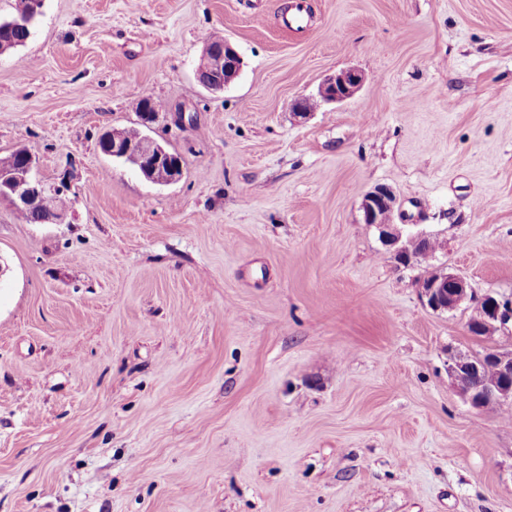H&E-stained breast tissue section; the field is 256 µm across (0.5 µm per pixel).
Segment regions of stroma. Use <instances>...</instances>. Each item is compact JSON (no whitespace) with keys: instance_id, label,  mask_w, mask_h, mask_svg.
Listing matches in <instances>:
<instances>
[{"instance_id":"stroma-1","label":"stroma","mask_w":512,"mask_h":512,"mask_svg":"<svg viewBox=\"0 0 512 512\" xmlns=\"http://www.w3.org/2000/svg\"><path fill=\"white\" fill-rule=\"evenodd\" d=\"M209 35L244 61L220 93ZM342 69L352 98L293 111ZM147 95L165 186L98 146ZM20 146L73 206L0 200V512H512V416L448 377L512 322L418 290L512 301V0H44L0 55ZM378 185L432 257L363 223ZM423 303L433 311H453L462 304H474L467 332L472 336L493 337L497 331L512 322V303L493 293L478 296L470 282L463 276L445 271H435L425 277L419 285ZM481 313V314H480Z\"/></svg>"}]
</instances>
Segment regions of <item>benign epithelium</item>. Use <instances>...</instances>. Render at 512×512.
<instances>
[{"label":"benign epithelium","instance_id":"7a95c632","mask_svg":"<svg viewBox=\"0 0 512 512\" xmlns=\"http://www.w3.org/2000/svg\"><path fill=\"white\" fill-rule=\"evenodd\" d=\"M242 67L241 57L226 42L222 45L206 43L197 75L204 77V86L212 92H222ZM363 84V76L354 69H344L329 76L321 84L317 98L322 103L343 102L353 97ZM99 146L115 160L136 167L150 182L169 185L183 174L179 156L168 152L164 146L147 135L137 140H126L120 132L109 130L99 138ZM69 190L66 181L48 185L37 173L33 155H28L19 165L0 161V197L8 199L18 211L36 209L51 223H61L66 215L54 208V198ZM396 195L388 186H377L367 192L362 200L363 223L374 225L384 246L394 251L403 264L416 261L409 245L427 239L424 233H411L405 224H396L393 213ZM423 303L434 311H453L468 303L481 310V318L467 324L471 336L490 338L512 322V302L502 300L493 293L477 295L470 282L463 276L445 271H435L419 285ZM490 370L494 377L477 385L473 380ZM448 376L464 401L475 409H485L512 401V351L492 348L478 357L454 354L448 358Z\"/></svg>","mask_w":512,"mask_h":512}]
</instances>
